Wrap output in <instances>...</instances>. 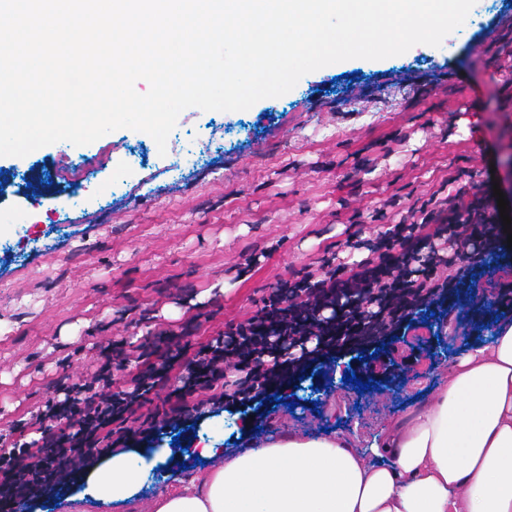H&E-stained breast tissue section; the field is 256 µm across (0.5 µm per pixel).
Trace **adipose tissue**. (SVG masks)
I'll list each match as a JSON object with an SVG mask.
<instances>
[{"label":"adipose tissue","mask_w":512,"mask_h":512,"mask_svg":"<svg viewBox=\"0 0 512 512\" xmlns=\"http://www.w3.org/2000/svg\"><path fill=\"white\" fill-rule=\"evenodd\" d=\"M198 454L222 463L165 494L156 512H512V324L470 343L435 397L368 450L291 435L235 453L204 439ZM159 461L113 454L86 493L127 501Z\"/></svg>","instance_id":"ef3b65f1"}]
</instances>
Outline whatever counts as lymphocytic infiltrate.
Returning <instances> with one entry per match:
<instances>
[{"label": "lymphocytic infiltrate", "mask_w": 512, "mask_h": 512, "mask_svg": "<svg viewBox=\"0 0 512 512\" xmlns=\"http://www.w3.org/2000/svg\"><path fill=\"white\" fill-rule=\"evenodd\" d=\"M434 219L448 233V265L456 273L432 284L438 260L421 259V241L413 224H398L385 232L377 260H363L351 268L346 280L330 276L312 281L303 276L263 298L255 316L225 335L213 338L188 363V376L175 390L171 419L186 415V399L200 390L211 393L217 404L237 403L258 410L277 391L279 379L297 371L301 359L289 356L292 341L313 343L317 359L333 360L337 343L333 316L343 315L350 336H376L383 327L400 323L414 311L437 300L460 278H477L499 240L497 210L481 203L453 202ZM246 358L240 375L227 382L224 360ZM140 370L128 389L111 392L109 366H101L92 383L60 386L59 397L48 399L44 414L52 418L56 433L31 441L15 442L0 453V503L24 505L73 484L82 477L91 457L111 454L130 442H153L161 428L149 414L138 428L128 422L149 403L158 374L145 355H138Z\"/></svg>", "instance_id": "obj_1"}]
</instances>
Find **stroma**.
Listing matches in <instances>:
<instances>
[{"instance_id":"35a3bbf8","label":"stroma","mask_w":512,"mask_h":512,"mask_svg":"<svg viewBox=\"0 0 512 512\" xmlns=\"http://www.w3.org/2000/svg\"><path fill=\"white\" fill-rule=\"evenodd\" d=\"M159 153L146 133L113 131L0 157V435L13 442L57 383L90 379L111 342L190 346L255 315L282 283L366 259L400 223L446 198L512 205V0H476L434 47L351 59L304 75L288 95L242 111L182 112ZM90 169L67 204L60 171ZM512 321V247L476 287L461 283L330 369L289 377L249 439L329 432L366 448L448 380L467 339ZM355 374L356 382L344 377ZM203 420L122 507L155 512L163 491L214 468L194 449Z\"/></svg>"}]
</instances>
